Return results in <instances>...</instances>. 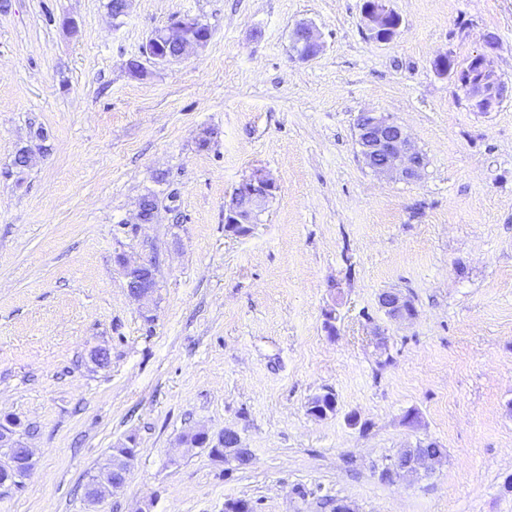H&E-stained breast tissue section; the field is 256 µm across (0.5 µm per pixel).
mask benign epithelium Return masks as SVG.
<instances>
[{
  "label": "benign epithelium",
  "instance_id": "1",
  "mask_svg": "<svg viewBox=\"0 0 512 512\" xmlns=\"http://www.w3.org/2000/svg\"><path fill=\"white\" fill-rule=\"evenodd\" d=\"M363 17L370 37L378 41L392 39L399 27V19L386 6V0H366ZM176 35L182 36L193 47L207 43L211 32L197 17L177 16L172 19L161 38L145 44L143 55L156 64L181 59L184 55L182 51L175 54L162 52L164 40ZM292 39L297 53L303 59L313 58L321 51V43L306 23L295 26ZM452 75L464 90L472 109L479 112L492 111L506 92V85L496 70L494 58L488 53L474 55L463 66L455 69ZM357 145L366 166L378 175L411 180L418 176L424 165L423 157L412 148L403 127L382 112H363L359 115ZM276 189L275 182L265 171L258 169L252 172L234 189L231 201L224 210V223H253L252 217L265 209ZM118 263L131 297L137 301H150L155 283L153 261H132L121 256ZM379 303L392 318L414 315L410 301L397 292L382 293Z\"/></svg>",
  "mask_w": 512,
  "mask_h": 512
}]
</instances>
